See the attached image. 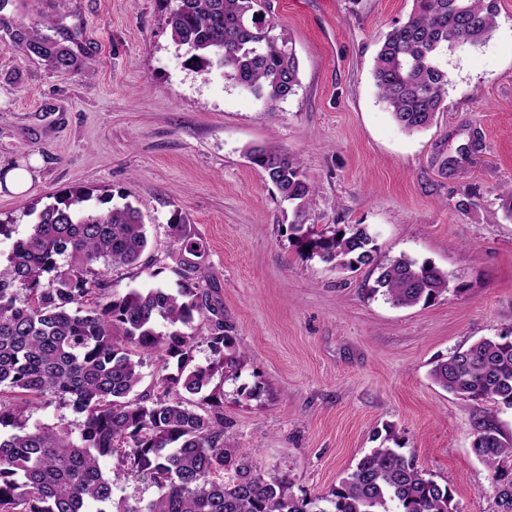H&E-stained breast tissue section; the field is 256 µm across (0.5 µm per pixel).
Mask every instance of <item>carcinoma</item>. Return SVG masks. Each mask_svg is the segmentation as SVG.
<instances>
[{
    "label": "carcinoma",
    "instance_id": "1",
    "mask_svg": "<svg viewBox=\"0 0 512 512\" xmlns=\"http://www.w3.org/2000/svg\"><path fill=\"white\" fill-rule=\"evenodd\" d=\"M166 25L186 64L215 65L273 110L295 94L298 60L264 0H176ZM496 0H413L407 20L387 32L374 59L378 98L406 132L429 128L448 96L444 50L485 42L495 28ZM49 19L20 24L16 46L61 75L78 63L49 34ZM280 198L293 206L297 243L336 269L374 265L371 293L395 307L429 303L448 292V272L402 254L378 260L368 227L315 232L303 219L315 187L300 161L272 146L248 150ZM112 196L73 187L13 239L0 261V512H456L452 493L398 448H377L330 493L297 496L291 482L264 474L247 455L224 447L216 373L245 358L224 334L222 310L200 285L203 245L176 218L181 280L111 291L107 272L140 263L147 236L140 211ZM203 316L208 334L190 333ZM211 358L195 361L198 339ZM160 365L141 394L144 359ZM176 373L167 374L171 360ZM435 384L465 404L491 399L512 409V336L481 338L431 370ZM184 391L190 398H169ZM136 397H131V394ZM198 400H193V397ZM51 397L82 416L76 424L30 422V409ZM474 453L489 468L493 512H512V441L491 424L478 427ZM117 458L105 470L103 463ZM149 481L150 499H115L113 489Z\"/></svg>",
    "mask_w": 512,
    "mask_h": 512
}]
</instances>
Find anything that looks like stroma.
Wrapping results in <instances>:
<instances>
[{
  "instance_id": "obj_1",
  "label": "stroma",
  "mask_w": 512,
  "mask_h": 512,
  "mask_svg": "<svg viewBox=\"0 0 512 512\" xmlns=\"http://www.w3.org/2000/svg\"><path fill=\"white\" fill-rule=\"evenodd\" d=\"M299 60L294 95L268 109L213 68L185 63L165 20L170 0H8L0 8V174L34 166L22 195L0 192L17 234L32 207L72 187L131 203L149 248L141 266L108 274L112 289L176 288L181 216L204 247L202 275L245 362L216 374L224 445L283 475L297 494L326 495L373 449L403 453L448 486L457 512H493L479 425L512 438V409L463 405L430 371L482 337L512 335V221L494 189L512 187V0L477 46L445 53L446 109L409 133L376 94L383 34L412 0H269ZM52 18L89 59L60 75L13 38ZM477 143L469 160L460 147ZM254 145L298 157L317 195L318 229L367 225L378 258L401 254L447 270L451 288L426 306L371 296L372 266L337 270L296 243L291 208L247 158ZM471 193L473 204L457 203Z\"/></svg>"
}]
</instances>
